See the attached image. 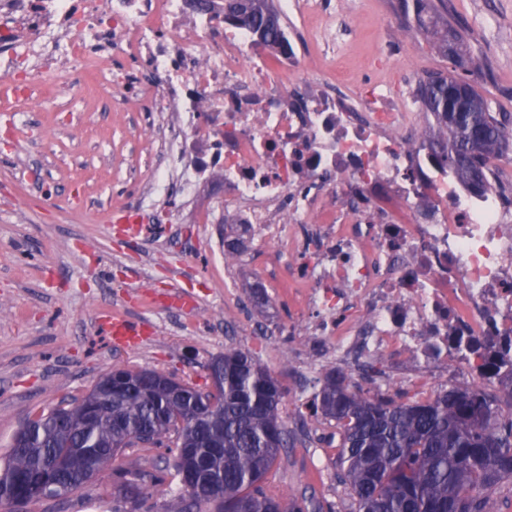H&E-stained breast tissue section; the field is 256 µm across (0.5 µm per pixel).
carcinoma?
<instances>
[{
	"label": "carcinoma",
	"instance_id": "cac0c4a2",
	"mask_svg": "<svg viewBox=\"0 0 512 512\" xmlns=\"http://www.w3.org/2000/svg\"><path fill=\"white\" fill-rule=\"evenodd\" d=\"M445 33L444 52L461 55L463 36L436 12ZM224 17L249 27L262 41L280 44L284 23L273 0H224ZM465 83L469 111H448V90ZM417 93L448 140L442 162L472 190L494 188L489 161L512 145V115L493 111L468 80L433 73ZM224 260L240 253L238 227L224 234ZM224 367V387L202 391L181 381L172 399L159 372L114 366L100 381L112 390L90 402L73 399L27 422L0 471V505L26 508L44 499L66 501L86 485L97 454L117 457L135 448L143 433L164 449L158 463L132 460L113 473L116 498L142 503L143 489L186 485L182 458L195 469L202 493L174 498L162 512H192L220 501L217 512H306L307 506L271 490L266 475L288 447L280 419L283 393L275 377L249 353L233 347L211 360ZM313 413L336 421L341 437L338 479L350 492L354 512H486L482 490L512 478V418L498 414V397L480 386L452 387L431 401L402 393L370 395L349 377L325 375L311 403Z\"/></svg>",
	"mask_w": 512,
	"mask_h": 512
}]
</instances>
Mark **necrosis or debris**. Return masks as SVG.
Returning a JSON list of instances; mask_svg holds the SVG:
<instances>
[{
  "label": "necrosis or debris",
  "instance_id": "1",
  "mask_svg": "<svg viewBox=\"0 0 512 512\" xmlns=\"http://www.w3.org/2000/svg\"><path fill=\"white\" fill-rule=\"evenodd\" d=\"M116 55L144 60L136 80L170 118L154 143L188 161L154 191L213 184L225 223L298 263L302 321L339 357L477 386L512 373V209L442 168L399 104L351 111L346 82L313 86L293 31L268 47L224 0H0L19 100L70 65L120 84Z\"/></svg>",
  "mask_w": 512,
  "mask_h": 512
}]
</instances>
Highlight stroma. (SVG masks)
Segmentation results:
<instances>
[{
	"instance_id": "obj_1",
	"label": "stroma",
	"mask_w": 512,
	"mask_h": 512,
	"mask_svg": "<svg viewBox=\"0 0 512 512\" xmlns=\"http://www.w3.org/2000/svg\"><path fill=\"white\" fill-rule=\"evenodd\" d=\"M284 22L309 34L305 65L314 80L352 83L358 107L390 98L412 103L420 78L466 75L495 111L512 113V0H448V22L469 56L441 55L400 0H308ZM479 68H472L471 58ZM149 93L89 82L72 96L46 89L17 100L0 78V457L22 423L88 393L113 365L146 367L208 390L207 364L227 346L248 351L285 391L290 443L267 481L288 499L306 497L351 512L340 483L335 422L310 404L327 372H346L329 336L305 335L283 288L293 276L267 244L245 236L223 261L224 227L194 223L184 199L146 200L156 166L144 129L156 115ZM142 208L127 230L120 207ZM262 283L269 301H250ZM145 322L136 349L111 346L95 311ZM111 470L72 495L31 512H108Z\"/></svg>"
}]
</instances>
